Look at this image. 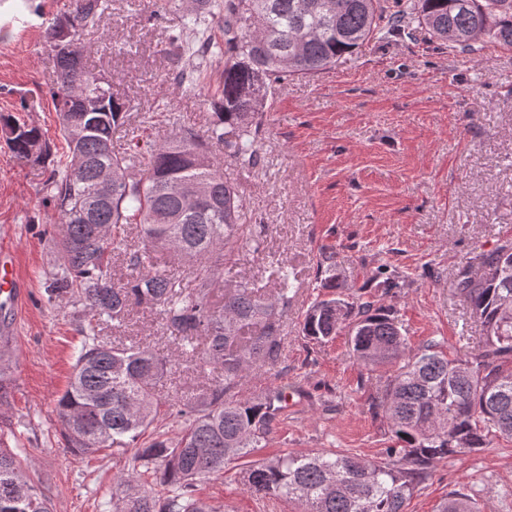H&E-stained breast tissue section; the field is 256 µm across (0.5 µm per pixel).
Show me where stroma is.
Returning a JSON list of instances; mask_svg holds the SVG:
<instances>
[{"mask_svg":"<svg viewBox=\"0 0 512 512\" xmlns=\"http://www.w3.org/2000/svg\"><path fill=\"white\" fill-rule=\"evenodd\" d=\"M68 5L0 0V113L38 126L56 154L64 141L43 38ZM154 9V0H109L99 28L83 35L89 63L111 75L114 97L127 106L118 143L142 129L158 143L179 126L202 133L214 119L209 100L220 70L204 72L197 87L179 85L172 71L181 59L167 43L178 12ZM258 149L260 162L249 169L227 147L213 149L242 197L241 236L260 240L259 249L234 256L225 276L271 292L272 271L283 266L297 293L279 364L250 373L237 395L275 388L297 395L265 447L201 485L213 512H300L288 500L245 491L249 463L282 451H350L378 461L394 444L376 406L393 367L356 364L348 332L322 344L302 336L326 268L346 293L393 307L409 351L436 338L458 356L473 352L476 327L454 280L471 257L512 240V50L490 44L463 54L418 25L409 38L369 41L318 76L277 83ZM49 170L18 162L0 138V249L28 294L18 309L0 307V325L14 340L0 441L28 458L54 512H112V478L131 467L133 449L73 454L57 427L55 400L79 338L70 305L48 302L45 292L58 222L44 202ZM393 275L402 287L381 289ZM104 333L117 344L175 351L159 313L144 306ZM460 490L476 498L479 512H512V440L436 462L405 512H441Z\"/></svg>","mask_w":512,"mask_h":512,"instance_id":"1","label":"stroma"}]
</instances>
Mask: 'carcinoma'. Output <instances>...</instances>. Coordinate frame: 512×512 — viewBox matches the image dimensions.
<instances>
[{"instance_id":"cac0c4a2","label":"carcinoma","mask_w":512,"mask_h":512,"mask_svg":"<svg viewBox=\"0 0 512 512\" xmlns=\"http://www.w3.org/2000/svg\"><path fill=\"white\" fill-rule=\"evenodd\" d=\"M380 2L198 0L168 40L201 58L224 47V83L213 98L212 126L204 138L190 128L175 130L163 143L143 146L133 138L122 152L112 148V135L125 124L127 106L113 96L111 80L90 67L82 47L107 0H71L47 27L46 49L55 53L51 84L68 147L45 184L46 202L61 223L54 238L61 263L47 293L50 301L68 299L81 335L72 375L56 399L59 432L70 452L93 456L136 446L161 415L173 416L178 427L173 437H152L137 449L132 468L113 477L112 512H212L197 497L198 484L260 447L282 409V390L254 399L234 395L248 373L278 363L294 289L284 268L272 297L224 278L227 260L241 245L242 204L212 144L230 148L241 165L256 166L259 118L276 82L320 74L367 40L401 36L408 18L465 54L488 43L512 49V0H413L395 12ZM63 19L72 50L61 54L54 38ZM74 85L93 111L67 99ZM77 125L87 133L74 141ZM227 126L235 131L231 142L224 140ZM0 133L16 160H50L38 127L1 114ZM105 172L112 190L102 201ZM170 182L184 194H169ZM132 228L140 238L135 248L128 244ZM161 249L192 262L189 282L160 265ZM118 253L131 274L117 284L112 257ZM321 287L328 293L307 309L303 336L323 343L348 328L360 365L396 367L378 397L396 445L382 462L349 452L283 453L250 466L243 476L248 492L294 500L302 512H404L436 461L476 451L494 438L512 439V242L474 256L456 274L455 288L480 331L477 348L465 359L449 357L437 339L409 355L392 307L343 296L334 275ZM134 306L157 309L180 356L216 371L218 380L192 399L157 393L172 357L100 335L103 325L122 323ZM0 512H53L20 454L2 447ZM442 512L479 510L476 499L457 492Z\"/></svg>"}]
</instances>
